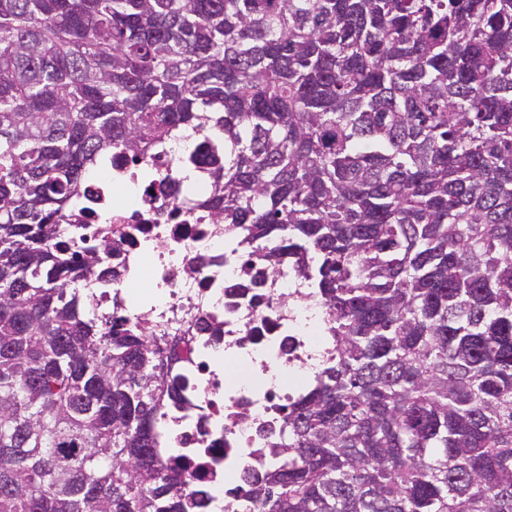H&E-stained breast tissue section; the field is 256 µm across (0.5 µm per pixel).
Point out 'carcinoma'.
I'll return each instance as SVG.
<instances>
[{
  "label": "carcinoma",
  "mask_w": 512,
  "mask_h": 512,
  "mask_svg": "<svg viewBox=\"0 0 512 512\" xmlns=\"http://www.w3.org/2000/svg\"><path fill=\"white\" fill-rule=\"evenodd\" d=\"M171 188L288 265L336 345L253 512H512V0H0V512H189L175 351L93 308L88 182ZM75 207L85 222L63 239Z\"/></svg>",
  "instance_id": "1"
}]
</instances>
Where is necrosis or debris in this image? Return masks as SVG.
Wrapping results in <instances>:
<instances>
[{"label": "necrosis or debris", "instance_id": "4bbe7bcc", "mask_svg": "<svg viewBox=\"0 0 512 512\" xmlns=\"http://www.w3.org/2000/svg\"><path fill=\"white\" fill-rule=\"evenodd\" d=\"M94 189L111 204L106 225L123 230L115 261L124 275L96 289L97 303L121 300V316L177 340L188 403L166 412L162 445L186 474L187 495L204 490L206 512H234L231 489L268 465L283 408L328 355L321 301L288 269L249 287L241 235L160 181L131 195L116 171Z\"/></svg>", "mask_w": 512, "mask_h": 512}]
</instances>
